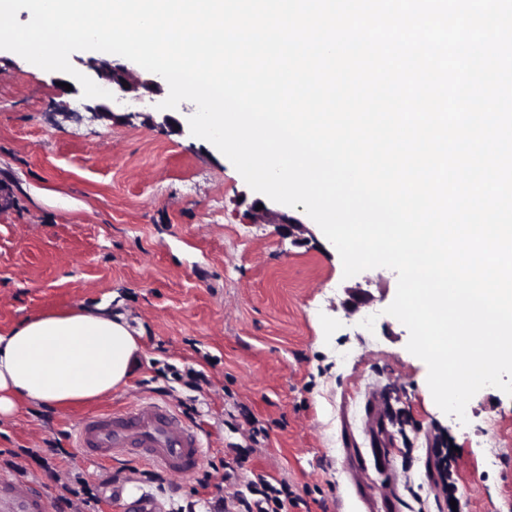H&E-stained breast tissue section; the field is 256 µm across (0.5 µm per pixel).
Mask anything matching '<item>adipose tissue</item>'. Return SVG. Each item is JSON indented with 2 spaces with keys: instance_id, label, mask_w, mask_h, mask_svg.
Wrapping results in <instances>:
<instances>
[{
  "instance_id": "ef3b65f1",
  "label": "adipose tissue",
  "mask_w": 512,
  "mask_h": 512,
  "mask_svg": "<svg viewBox=\"0 0 512 512\" xmlns=\"http://www.w3.org/2000/svg\"><path fill=\"white\" fill-rule=\"evenodd\" d=\"M141 343L104 307L47 312L0 332V416L21 404H81L124 387Z\"/></svg>"
}]
</instances>
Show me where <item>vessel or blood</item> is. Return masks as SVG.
<instances>
[{
    "label": "vessel or blood",
    "mask_w": 512,
    "mask_h": 512,
    "mask_svg": "<svg viewBox=\"0 0 512 512\" xmlns=\"http://www.w3.org/2000/svg\"><path fill=\"white\" fill-rule=\"evenodd\" d=\"M76 444L96 463L134 456L171 472L196 469L204 448L174 410L145 399L86 416L76 429ZM0 512H52V506L42 492L0 476Z\"/></svg>",
    "instance_id": "vessel-or-blood-1"
}]
</instances>
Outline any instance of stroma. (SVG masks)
Returning <instances> with one entry per match:
<instances>
[{
  "instance_id": "35a3bbf8",
  "label": "stroma",
  "mask_w": 512,
  "mask_h": 512,
  "mask_svg": "<svg viewBox=\"0 0 512 512\" xmlns=\"http://www.w3.org/2000/svg\"><path fill=\"white\" fill-rule=\"evenodd\" d=\"M57 79L0 50V329L103 305L142 351L111 396L1 416L0 474L6 452L51 439L54 474L23 457L26 480L54 499L80 475L97 512L143 495L209 512L261 478L286 487L288 512H512V397L483 388L462 421L438 408L408 329L385 313L396 272L344 278L303 206L253 191L190 131L148 124L161 96L101 115ZM259 203L279 223L254 221ZM192 370L208 386H175ZM142 399L192 415L195 471L158 486L147 463L118 474L80 454L86 415Z\"/></svg>"
}]
</instances>
